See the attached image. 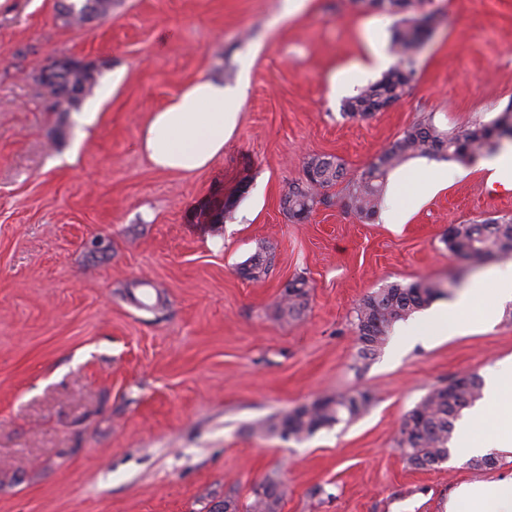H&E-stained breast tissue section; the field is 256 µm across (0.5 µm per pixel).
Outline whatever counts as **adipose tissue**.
<instances>
[{
	"label": "adipose tissue",
	"instance_id": "1",
	"mask_svg": "<svg viewBox=\"0 0 512 512\" xmlns=\"http://www.w3.org/2000/svg\"><path fill=\"white\" fill-rule=\"evenodd\" d=\"M247 80L237 85L200 78L152 112L138 147L159 170L192 174L223 154L247 95ZM512 300V263L475 281L455 303L429 310L424 321L455 334L475 322L492 323L499 301ZM455 443L467 458L489 450L512 454V358L487 375L484 398L458 423ZM448 512H512V476L460 485Z\"/></svg>",
	"mask_w": 512,
	"mask_h": 512
}]
</instances>
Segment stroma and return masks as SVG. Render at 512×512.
Here are the masks:
<instances>
[{"mask_svg": "<svg viewBox=\"0 0 512 512\" xmlns=\"http://www.w3.org/2000/svg\"><path fill=\"white\" fill-rule=\"evenodd\" d=\"M57 0H0V512H204L236 487L247 501L280 470L281 512H448L464 483L512 475L451 458L417 470L398 442L433 388L512 357V301L463 335L421 327L359 358L361 300L386 284L458 279L451 296L512 263L451 256L449 225L512 216L484 171L420 198L433 160L402 165L401 215L360 219L349 183L414 123L455 134L512 103V0H423L437 22L391 108L342 114L380 78L397 15L349 0H117L65 24ZM94 63L115 91L90 125L51 112L47 59ZM346 77L331 94L332 75ZM120 83H113V76ZM248 77L224 153L191 175L136 147L150 112L197 78ZM331 155L332 206L288 217L282 196L305 161ZM232 201L218 223L203 206ZM268 252L254 280L241 267ZM304 277L299 319L276 308ZM370 391L369 410L302 440L258 430L326 395Z\"/></svg>", "mask_w": 512, "mask_h": 512, "instance_id": "stroma-1", "label": "stroma"}]
</instances>
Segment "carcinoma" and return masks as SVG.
I'll use <instances>...</instances> for the list:
<instances>
[{
    "mask_svg": "<svg viewBox=\"0 0 512 512\" xmlns=\"http://www.w3.org/2000/svg\"><path fill=\"white\" fill-rule=\"evenodd\" d=\"M367 3L373 7L403 17L396 23L391 36L392 51L397 62L382 76L362 88L342 105L343 115L367 117L380 111L391 100L398 99L414 79L416 70L410 51L422 43L424 34L435 20V14L412 16L408 10L413 0H351L353 5ZM112 12V0H80V4H61L59 16L67 24H83L103 18ZM98 70L92 63H82L71 57L52 59L39 73L53 112H69L91 93L97 83ZM504 140L512 141V105L493 120L450 135L440 130L432 120L412 125L402 137L381 152L352 182L348 207L359 217L370 219L379 211L388 174L416 158L463 162L479 155L493 154ZM305 179L288 186L282 202L288 216L301 221L319 204L332 205L331 198L321 193L345 177L344 165L333 156L309 158L304 166ZM448 253L466 259L478 267L488 260L512 253V218L501 217L456 224L444 237ZM269 260L261 255L251 258L242 273L258 278L268 273ZM444 295L441 284L429 280L392 282L364 297L356 311L360 354L364 359L373 355L387 340L392 326L410 317ZM308 296L307 280L297 277L288 282L277 306L282 319L298 318ZM482 379L476 374L454 379L434 389L406 416L399 441L407 463L416 469L435 468L450 457L449 442L456 420L462 411L482 397ZM372 404L369 392L354 395H327L310 405L281 416H272L259 428L279 433L285 439H301L315 430L353 419L365 413ZM280 471L272 470L253 490L251 500L243 507L234 490L224 493L223 504L230 512H280L283 500Z\"/></svg>",
    "mask_w": 512,
    "mask_h": 512,
    "instance_id": "carcinoma-1",
    "label": "carcinoma"
}]
</instances>
